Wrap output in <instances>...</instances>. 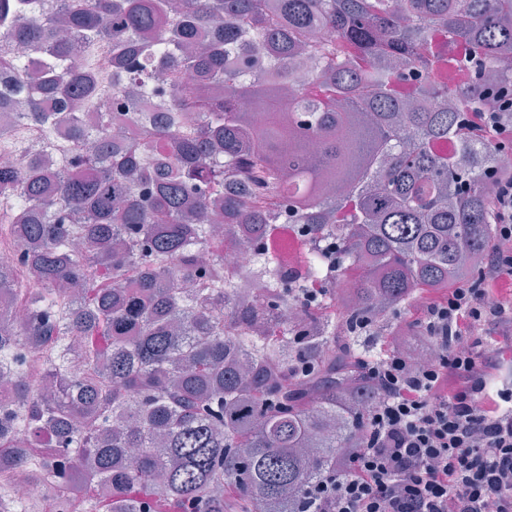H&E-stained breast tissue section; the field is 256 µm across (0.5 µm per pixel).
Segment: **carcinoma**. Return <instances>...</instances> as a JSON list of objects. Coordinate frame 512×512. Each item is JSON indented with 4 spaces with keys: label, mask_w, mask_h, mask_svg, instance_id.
Returning a JSON list of instances; mask_svg holds the SVG:
<instances>
[{
    "label": "carcinoma",
    "mask_w": 512,
    "mask_h": 512,
    "mask_svg": "<svg viewBox=\"0 0 512 512\" xmlns=\"http://www.w3.org/2000/svg\"><path fill=\"white\" fill-rule=\"evenodd\" d=\"M36 2L0 0V148L24 163L0 167V233L32 244L0 289L33 276L23 334L0 322V455L60 460L57 512H301L382 397L355 338L488 260L494 154L461 129L488 98L512 120V0ZM93 47L99 66L74 70ZM450 64L472 71L463 98ZM139 95L162 123L115 111ZM60 107L49 169L33 142ZM283 215L336 244L345 335L326 315L279 335L302 284L260 244ZM238 226L267 277L258 308L220 273Z\"/></svg>",
    "instance_id": "obj_1"
}]
</instances>
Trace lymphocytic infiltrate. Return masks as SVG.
Returning <instances> with one entry per match:
<instances>
[{"label": "lymphocytic infiltrate", "mask_w": 512, "mask_h": 512, "mask_svg": "<svg viewBox=\"0 0 512 512\" xmlns=\"http://www.w3.org/2000/svg\"><path fill=\"white\" fill-rule=\"evenodd\" d=\"M469 137L501 148L512 123L466 112ZM494 253L479 286L460 282L428 300V349L395 347L364 362L383 397L363 416V441L340 473L310 486L304 512H512V389L497 387L481 347L512 365V343L483 341L481 326L512 329V169L490 181Z\"/></svg>", "instance_id": "obj_1"}]
</instances>
